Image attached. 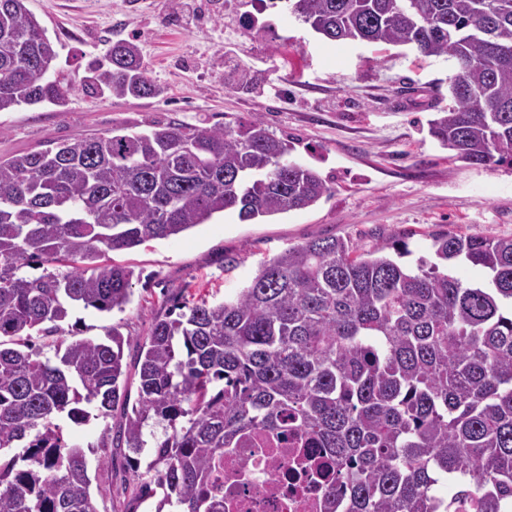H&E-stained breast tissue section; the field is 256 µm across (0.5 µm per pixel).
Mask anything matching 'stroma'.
Wrapping results in <instances>:
<instances>
[{
    "label": "stroma",
    "mask_w": 512,
    "mask_h": 512,
    "mask_svg": "<svg viewBox=\"0 0 512 512\" xmlns=\"http://www.w3.org/2000/svg\"><path fill=\"white\" fill-rule=\"evenodd\" d=\"M55 43V72L72 83L65 109L49 104L0 112V160L48 142L149 131L168 124L238 126L259 117L277 136L294 140L295 161L316 168L333 191L315 206L262 221L218 214L172 239L109 254L134 270L131 302L100 313L74 307L67 340L101 339L119 328L134 365L137 343L174 297H234L262 260L291 246L336 236L363 249L387 239L408 241L429 257L428 237L454 231L512 236V165H473L450 158L429 136L427 121L448 107L446 57L416 56L406 46L332 43L288 13L259 0H26ZM133 41L160 98L90 94L81 83L105 61L112 44ZM247 71L248 86L225 76ZM94 427L67 426L88 444L90 493L98 512H123L129 500L121 469L99 467L90 447Z\"/></svg>",
    "instance_id": "obj_1"
}]
</instances>
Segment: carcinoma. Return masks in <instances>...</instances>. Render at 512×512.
Here are the masks:
<instances>
[{
    "label": "carcinoma",
    "instance_id": "1",
    "mask_svg": "<svg viewBox=\"0 0 512 512\" xmlns=\"http://www.w3.org/2000/svg\"><path fill=\"white\" fill-rule=\"evenodd\" d=\"M26 0H0V112L62 107L57 51ZM331 42L408 46L448 56L451 104L428 120L453 157L512 162V0H283ZM83 88L158 97L135 44L116 42ZM292 141L255 118L234 129L169 124L91 135L0 161V512H97L87 426L116 407L89 448H126L136 493L126 512H224V452L320 448L340 482L324 512H457L436 495L512 512V237L430 235L433 260L401 262L393 239L363 250L318 238L264 262L231 300L157 317L127 387L124 337L55 344L72 307L121 311L134 270L111 251L169 239L232 212L242 222L304 210L330 182L291 159ZM457 263L478 281L452 274ZM66 270L29 278L25 267ZM152 435L154 457L137 455Z\"/></svg>",
    "mask_w": 512,
    "mask_h": 512
}]
</instances>
